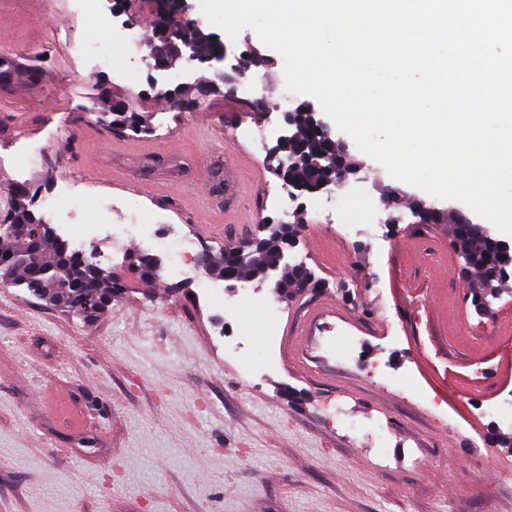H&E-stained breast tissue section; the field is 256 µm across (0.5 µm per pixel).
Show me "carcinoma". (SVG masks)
<instances>
[{
  "label": "carcinoma",
  "mask_w": 512,
  "mask_h": 512,
  "mask_svg": "<svg viewBox=\"0 0 512 512\" xmlns=\"http://www.w3.org/2000/svg\"><path fill=\"white\" fill-rule=\"evenodd\" d=\"M152 28V38H159L165 29L178 23V17L166 12L156 0ZM185 38L190 52L200 55H214L223 44L213 34L204 32L193 24L185 26ZM112 120L109 126L113 130L130 131L135 135L154 132L153 126L133 112L123 101L112 104ZM296 131L300 138L286 141L277 146V152L297 155L298 166L291 171L280 172L274 168V174L282 181L291 180L311 190L322 182L336 177V162L331 145L311 127L308 109L297 111ZM29 190L16 187L12 190V206L6 213L12 224H39L41 219L35 217L30 209ZM297 224H279L265 236L253 243H242L230 249H222L219 255H207L208 272L229 281L244 278L264 279L271 270H282V275L275 282L274 290L281 298L299 288H321L322 281L310 278L307 269L300 264L286 265L281 262V253L287 237L296 233ZM454 242L467 268L474 275L472 287L473 302L482 304L486 297L496 291V287L512 275V253L499 246V240L491 235L481 236L474 233L466 220L455 221ZM61 243L55 237L43 235L30 239L22 234L0 235V259L14 252L27 251L30 261L13 269L10 283L22 286L37 283L40 286L38 299L49 305L64 308L84 316H95L121 296L125 291L122 280L108 270L98 274H89L82 278L74 276V268L79 258L69 260L59 258ZM130 270L143 278L157 274L152 255L139 252L132 256Z\"/></svg>",
  "instance_id": "carcinoma-1"
}]
</instances>
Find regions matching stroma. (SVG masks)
Masks as SVG:
<instances>
[{"mask_svg": "<svg viewBox=\"0 0 512 512\" xmlns=\"http://www.w3.org/2000/svg\"><path fill=\"white\" fill-rule=\"evenodd\" d=\"M61 2L0 0V59L15 64L0 84V212L27 186L43 221L72 214L71 236L87 251L106 199L172 241L207 224L201 243L215 250L252 237L253 214L281 222L294 212L268 163L282 116L256 103L282 101L284 62L255 31L227 41L199 0H185V20L223 41L227 60L206 70L172 61L186 96L197 97L199 77L216 85L180 112L150 71L123 78L139 53L117 36L102 39L111 69L87 73L69 41L92 40L90 15ZM252 49L267 60L250 78L253 99L222 78ZM120 99L154 134L100 122ZM264 127L273 135L260 145L239 134ZM29 143L41 147L33 161L21 151ZM349 153L362 167L348 188L360 207L343 215L340 195L317 193L290 250L322 289L280 301L272 282L245 280L263 300L246 315L205 298L194 278L129 275L133 242L108 262L126 293L89 319L0 282V512H512V428L469 398L474 388L491 401L512 393V278L478 314L453 221L479 216L393 178L357 146ZM85 169L95 177L80 203L57 200L59 180ZM269 189L280 208L266 206ZM388 197L400 223L376 219ZM419 200L442 220L416 223ZM327 321L358 340L357 368L319 356ZM270 328L275 364L253 373ZM228 341L243 343L241 357L225 355ZM375 361L407 376L405 388L366 378ZM419 391L439 397L438 414L416 406ZM51 393L66 397L68 415L52 411Z\"/></svg>", "mask_w": 512, "mask_h": 512, "instance_id": "35a3bbf8", "label": "stroma"}]
</instances>
